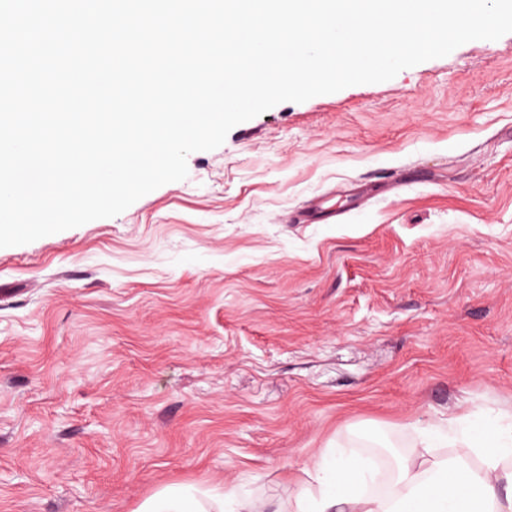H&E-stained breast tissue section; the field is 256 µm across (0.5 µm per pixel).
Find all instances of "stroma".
<instances>
[{
	"mask_svg": "<svg viewBox=\"0 0 512 512\" xmlns=\"http://www.w3.org/2000/svg\"><path fill=\"white\" fill-rule=\"evenodd\" d=\"M121 214L0 248V512L192 487L292 512L512 414V33L241 123ZM419 171L346 209L339 190ZM336 195L333 224H292Z\"/></svg>",
	"mask_w": 512,
	"mask_h": 512,
	"instance_id": "stroma-1",
	"label": "stroma"
}]
</instances>
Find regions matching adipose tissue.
<instances>
[{"label": "adipose tissue", "mask_w": 512, "mask_h": 512, "mask_svg": "<svg viewBox=\"0 0 512 512\" xmlns=\"http://www.w3.org/2000/svg\"><path fill=\"white\" fill-rule=\"evenodd\" d=\"M459 439L484 453L483 466L473 467L461 455L409 457L398 466L400 492L384 497L363 490L371 473L353 462L337 467L332 483L298 497L293 512H512V498L501 495L512 474L499 470L501 458L512 455V422L480 423L463 434L457 417H449L448 440Z\"/></svg>", "instance_id": "obj_1"}]
</instances>
